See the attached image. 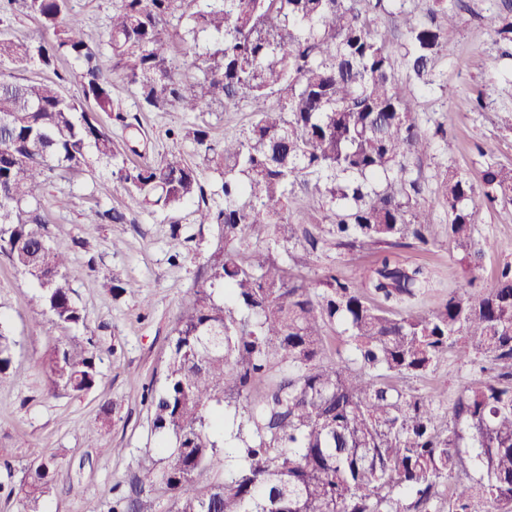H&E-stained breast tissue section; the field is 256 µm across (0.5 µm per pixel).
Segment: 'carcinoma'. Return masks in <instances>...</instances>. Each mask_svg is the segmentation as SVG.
Segmentation results:
<instances>
[{
  "label": "carcinoma",
  "instance_id": "carcinoma-1",
  "mask_svg": "<svg viewBox=\"0 0 512 512\" xmlns=\"http://www.w3.org/2000/svg\"><path fill=\"white\" fill-rule=\"evenodd\" d=\"M429 2L416 18L403 0H115L108 67L84 40L70 0H0V68L54 70L62 57L80 64L76 95L63 92L61 74L45 83L0 71V256L36 284L47 323L86 321L40 201L52 176L86 165L88 149L145 209L192 203L193 223L223 226L224 245L175 329L163 387L149 394L154 427L174 447L160 470L143 459L136 485L142 492L162 483L172 512H512V261L498 267L491 288L473 291L495 243L464 205L476 196L511 202L512 166L489 164L478 185L454 171L440 176L435 199L448 210L445 231L465 277L437 306L413 309L437 275L398 253L408 241L423 250L437 241L413 162L447 129L423 130L411 101L443 80L436 64L444 33L466 7ZM16 4L40 22L26 40L6 32ZM391 8L402 16L397 33L378 22ZM185 15L192 27L182 41L193 58L181 70L166 47L171 22ZM201 34L213 42L200 53ZM114 70L135 89L139 112H206L252 99L250 126L222 143L202 127L168 131L191 140L222 175L224 202L211 200L199 166L179 150L127 162L143 131L112 96ZM272 95L281 106H266ZM100 113L136 133L117 142ZM299 186L331 212L327 230L293 223L289 200ZM86 223L130 219L96 208ZM260 237L265 245L250 246ZM291 242L309 254L329 242L348 253L380 251L353 277L312 275L279 256ZM330 328L346 345L337 360L324 352ZM460 342L493 374L463 386L453 418L437 401L442 391L422 396L393 383L434 372ZM13 354L0 328V381L11 377ZM99 361L93 338L61 342L46 359L50 390L91 391ZM231 406L242 409L230 433L240 455L220 460L217 428ZM111 415L107 402L88 429L92 444ZM464 448L480 473L469 482L459 478ZM220 462L224 482L195 490ZM58 465L50 454L29 466L8 492L18 512H43Z\"/></svg>",
  "mask_w": 512,
  "mask_h": 512
}]
</instances>
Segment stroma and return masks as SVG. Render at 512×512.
Segmentation results:
<instances>
[{
	"mask_svg": "<svg viewBox=\"0 0 512 512\" xmlns=\"http://www.w3.org/2000/svg\"><path fill=\"white\" fill-rule=\"evenodd\" d=\"M71 5L83 19L86 41L99 46L112 0H72ZM469 5L445 34L446 50L438 62L445 75L443 87L418 94L412 106L422 127L441 122L448 129L447 141H433L417 162L424 198L431 201L432 217L440 226L447 224L448 212L432 201L437 180L448 170L480 180L484 160L475 150L476 140L484 141L494 162L512 165V129L505 124L512 109V60L502 57L496 35L506 9L503 0H469ZM479 95L486 103L481 112L473 107ZM139 118L147 138L146 157L157 160L176 145L169 129L202 126L220 142L249 126L252 103L244 99L234 109L216 106L200 114L143 112ZM87 157L79 173L52 180L40 206L52 247L69 258L68 273L85 323L46 330L35 284L0 258V325L16 343L14 377L0 384V512H16L15 501L5 492L18 487L27 466L45 454L56 455L59 462L46 512H87L91 506L110 512L116 498L129 494L138 461L147 455L163 458L147 391L163 382L173 330L222 236L220 225L193 223L188 205L152 214L118 184H113L111 196H99L96 186L110 181L112 168L96 152ZM96 205L124 210L129 223H85L84 211ZM473 207L482 234L496 242L479 272L481 284L488 287L498 266L512 260V204L490 207L478 200ZM176 237L182 242L178 257L172 248ZM372 252L367 246L344 255L328 247L309 260L300 247L288 249L294 262L306 261L315 269L331 265L346 276L367 264ZM401 255L433 266L442 282L420 303V310L435 306L463 278L447 236H440L431 250L405 248ZM127 281L137 282L139 292L115 291V284ZM68 336L95 338L101 349L100 374L91 392L55 396L48 391L44 361ZM476 375L455 348L436 373L404 379L400 385L423 395L446 386L441 402L449 409L462 383ZM106 402L112 405V423L93 447L87 432Z\"/></svg>",
	"mask_w": 512,
	"mask_h": 512,
	"instance_id": "1",
	"label": "stroma"
}]
</instances>
